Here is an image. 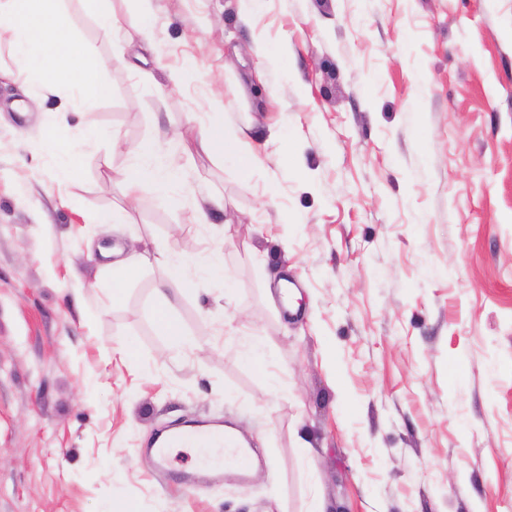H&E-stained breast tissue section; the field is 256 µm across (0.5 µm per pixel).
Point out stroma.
Wrapping results in <instances>:
<instances>
[{
    "mask_svg": "<svg viewBox=\"0 0 512 512\" xmlns=\"http://www.w3.org/2000/svg\"><path fill=\"white\" fill-rule=\"evenodd\" d=\"M109 4L113 40L59 2L107 98L0 84V512H512V0H153L152 51L139 0ZM192 119L260 165L174 139ZM88 125L113 137L72 166L35 149ZM151 141L182 197L125 196ZM160 242L222 252L224 279L153 264L109 301L100 249ZM162 297L195 351L158 331ZM210 420L258 448L247 482L143 451ZM201 147L215 154L237 155L240 157L241 165L249 170L259 160L257 154L246 149L245 142L235 130H227L223 124L212 125L200 134Z\"/></svg>",
    "mask_w": 512,
    "mask_h": 512,
    "instance_id": "obj_1",
    "label": "stroma"
}]
</instances>
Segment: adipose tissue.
Listing matches in <instances>:
<instances>
[{
    "mask_svg": "<svg viewBox=\"0 0 512 512\" xmlns=\"http://www.w3.org/2000/svg\"><path fill=\"white\" fill-rule=\"evenodd\" d=\"M0 40L12 46L21 68L43 63L51 68L64 66L63 74L46 83L47 89L63 104L77 99L90 103L108 96V86L97 77L99 63L95 47L72 38L69 18L57 8L55 0H0ZM200 145L215 154L239 156L246 169L258 161L257 154L246 149L239 133L221 124L202 132ZM137 154L139 163L129 167L125 176L128 194H136L144 182L154 183L166 194L180 188L181 165L175 153L162 151L147 142L138 147ZM152 264L165 266L170 277L187 290L196 287L197 276L224 273V256L216 252L198 265L196 276H188L186 260L169 244L108 262L112 273L107 288L110 299L121 301L129 279L137 270Z\"/></svg>",
    "mask_w": 512,
    "mask_h": 512,
    "instance_id": "adipose-tissue-1",
    "label": "adipose tissue"
}]
</instances>
